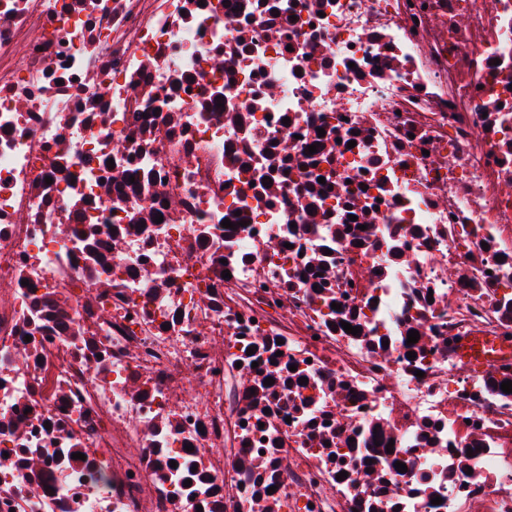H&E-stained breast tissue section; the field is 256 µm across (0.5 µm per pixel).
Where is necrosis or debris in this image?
Instances as JSON below:
<instances>
[{
	"label": "necrosis or debris",
	"instance_id": "1",
	"mask_svg": "<svg viewBox=\"0 0 512 512\" xmlns=\"http://www.w3.org/2000/svg\"><path fill=\"white\" fill-rule=\"evenodd\" d=\"M507 380L512 0H0V512H512Z\"/></svg>",
	"mask_w": 512,
	"mask_h": 512
}]
</instances>
